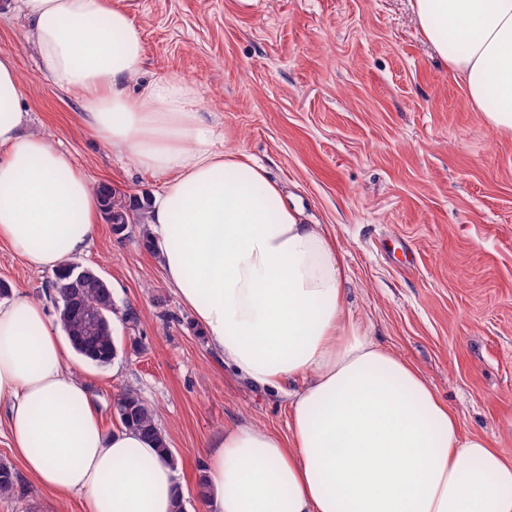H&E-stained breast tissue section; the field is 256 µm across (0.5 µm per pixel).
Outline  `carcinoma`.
<instances>
[{"label": "carcinoma", "mask_w": 512, "mask_h": 512, "mask_svg": "<svg viewBox=\"0 0 512 512\" xmlns=\"http://www.w3.org/2000/svg\"><path fill=\"white\" fill-rule=\"evenodd\" d=\"M100 201L112 200V228L127 224L142 226L140 242L152 250L148 229V206L127 200V195L99 182L94 185ZM46 288L53 299L61 329L74 352L88 363L108 366L118 355L112 336V288L91 266L68 262L54 272ZM114 414L119 424L156 442L168 458H173L167 439L158 424L157 411L130 389L118 395ZM17 476L11 466L0 462V499L16 496Z\"/></svg>", "instance_id": "obj_1"}]
</instances>
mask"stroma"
Segmentation results:
<instances>
[{
  "label": "stroma",
  "instance_id": "stroma-1",
  "mask_svg": "<svg viewBox=\"0 0 512 512\" xmlns=\"http://www.w3.org/2000/svg\"><path fill=\"white\" fill-rule=\"evenodd\" d=\"M118 2L146 48L133 89L190 80L195 110L222 133L218 148L251 156L289 205L335 237L347 312L417 368L463 432L512 456V136L467 107L411 0ZM0 55L17 62L28 132L59 145L92 182L153 199L159 179L82 127L79 101L52 84L10 0H0ZM76 260L112 286L119 354L106 367L68 361L105 429L118 425L123 389L157 409L189 488L185 512H201L204 442L245 422L287 436L288 399L224 367L138 225L116 234L100 223ZM52 276L0 243V280L53 317ZM129 309L136 322H125ZM0 461L20 487L0 512H81L79 500L33 484L2 427Z\"/></svg>",
  "mask_w": 512,
  "mask_h": 512
}]
</instances>
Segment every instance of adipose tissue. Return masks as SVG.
Here are the masks:
<instances>
[{"label": "adipose tissue", "mask_w": 512, "mask_h": 512, "mask_svg": "<svg viewBox=\"0 0 512 512\" xmlns=\"http://www.w3.org/2000/svg\"><path fill=\"white\" fill-rule=\"evenodd\" d=\"M80 121L162 180L149 229L166 278L227 367L288 395L287 436L250 424L202 455L203 512H512V458L464 434L416 369L348 318L336 241L245 155L218 149L190 81L131 92L143 34L113 0H19ZM470 106L512 136V0H414ZM28 114L0 55V243L36 270L84 252L100 214L84 171ZM0 405L15 457L83 512H177L189 489L155 442L106 430L41 302L0 299Z\"/></svg>", "instance_id": "adipose-tissue-1"}]
</instances>
